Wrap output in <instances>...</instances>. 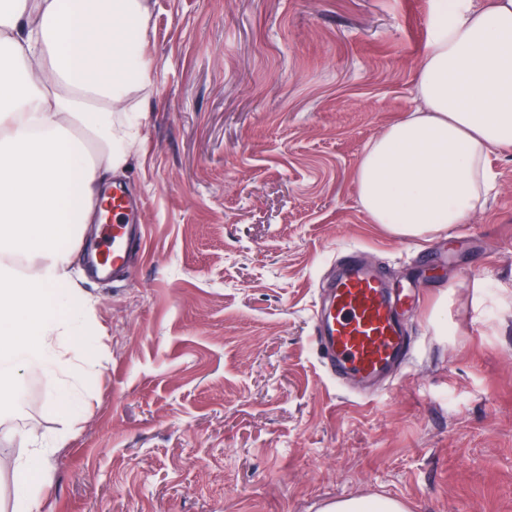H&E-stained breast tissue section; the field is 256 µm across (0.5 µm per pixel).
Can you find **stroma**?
Returning <instances> with one entry per match:
<instances>
[{
  "instance_id": "obj_1",
  "label": "stroma",
  "mask_w": 512,
  "mask_h": 512,
  "mask_svg": "<svg viewBox=\"0 0 512 512\" xmlns=\"http://www.w3.org/2000/svg\"><path fill=\"white\" fill-rule=\"evenodd\" d=\"M439 0H149L145 118L117 180L144 242L120 281L69 265L97 330L74 416L43 370L0 408V512L47 451L44 512H512V151L467 223L405 239L357 199L417 108ZM412 296L402 376L355 396L310 342L346 248ZM326 512H405L403 504L392 498H346L327 506Z\"/></svg>"
}]
</instances>
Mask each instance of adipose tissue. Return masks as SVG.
<instances>
[{
	"label": "adipose tissue",
	"instance_id": "1",
	"mask_svg": "<svg viewBox=\"0 0 512 512\" xmlns=\"http://www.w3.org/2000/svg\"><path fill=\"white\" fill-rule=\"evenodd\" d=\"M148 23L145 0H0V396L16 397L21 368L35 365L58 411L78 407L62 378H80L96 346L66 266L103 185L129 166L139 118L116 127L111 116L147 83ZM416 83L420 107L356 170L360 205L401 238L466 223L495 185L490 152L512 150V0H455L431 26ZM18 254L34 273L7 263ZM45 469L39 450L17 463L13 512H42Z\"/></svg>",
	"mask_w": 512,
	"mask_h": 512
}]
</instances>
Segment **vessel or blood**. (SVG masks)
Instances as JSON below:
<instances>
[{
	"label": "vessel or blood",
	"mask_w": 512,
	"mask_h": 512,
	"mask_svg": "<svg viewBox=\"0 0 512 512\" xmlns=\"http://www.w3.org/2000/svg\"><path fill=\"white\" fill-rule=\"evenodd\" d=\"M132 208L123 192H112L104 215L105 223L112 226V238L91 257L95 276L126 270L140 239L139 225L125 220ZM397 306L387 280L367 267L356 251L346 252L315 319L312 342L325 371L364 384L397 370L411 349Z\"/></svg>",
	"instance_id": "1"
}]
</instances>
